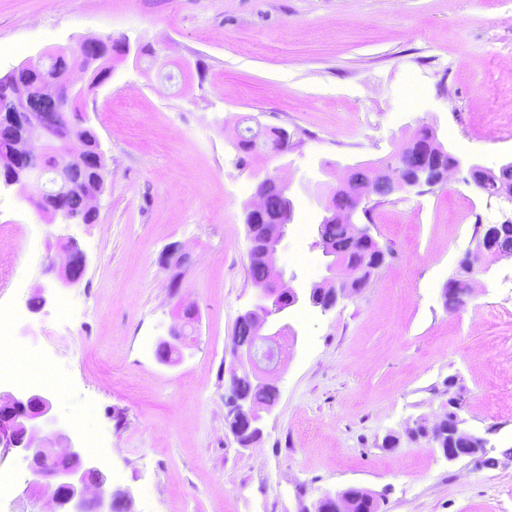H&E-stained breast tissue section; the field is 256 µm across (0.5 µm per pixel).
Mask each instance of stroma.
<instances>
[{
  "instance_id": "obj_1",
  "label": "stroma",
  "mask_w": 512,
  "mask_h": 512,
  "mask_svg": "<svg viewBox=\"0 0 512 512\" xmlns=\"http://www.w3.org/2000/svg\"><path fill=\"white\" fill-rule=\"evenodd\" d=\"M106 36L155 54L115 62L82 103L104 151L95 223L57 224L28 188L0 187L13 256L0 305L17 309L22 346L19 381L0 391L22 392L43 358L55 415L69 435L99 433L106 489L131 490L134 512H310L351 486L378 512H512V265L483 256L465 305L443 300L475 224L512 221V202L466 171L366 200L356 221L386 260L332 311L292 308L297 338L251 447L225 403L236 318L255 302L244 217L258 183L290 185L278 264L300 288L326 275L314 242L345 166L389 159L424 125L463 162H512V0H0V77ZM255 119L286 129L293 151L241 155ZM68 237L87 269L58 288L48 268ZM173 245L188 265L165 262ZM180 304L199 311L194 343L163 365L156 342ZM452 385L483 458L447 462L410 433L441 420ZM3 472L19 481L0 512H47L15 449L0 447Z\"/></svg>"
}]
</instances>
